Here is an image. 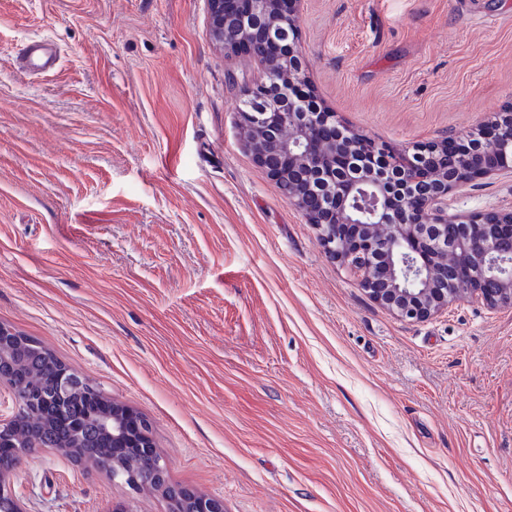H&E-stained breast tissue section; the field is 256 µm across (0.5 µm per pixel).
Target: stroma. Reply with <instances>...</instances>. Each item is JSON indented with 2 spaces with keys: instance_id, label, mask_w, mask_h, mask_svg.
I'll return each mask as SVG.
<instances>
[{
  "instance_id": "1",
  "label": "stroma",
  "mask_w": 512,
  "mask_h": 512,
  "mask_svg": "<svg viewBox=\"0 0 512 512\" xmlns=\"http://www.w3.org/2000/svg\"><path fill=\"white\" fill-rule=\"evenodd\" d=\"M308 82L398 151L512 105V0H297ZM36 42L56 63L20 67ZM207 0H0V324L145 414L224 512H512V308L373 303L255 159ZM512 210V176L452 213ZM26 512H168L42 449Z\"/></svg>"
}]
</instances>
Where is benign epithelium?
I'll use <instances>...</instances> for the list:
<instances>
[{
	"label": "benign epithelium",
	"mask_w": 512,
	"mask_h": 512,
	"mask_svg": "<svg viewBox=\"0 0 512 512\" xmlns=\"http://www.w3.org/2000/svg\"><path fill=\"white\" fill-rule=\"evenodd\" d=\"M297 0H208L211 31L226 51L258 61L266 79L248 88L241 112L257 162L288 200L320 231L327 255L347 266L376 304L402 319L423 321L465 299L487 307H512V211L448 215V195L482 177L512 175V109L491 121L493 133L477 149L456 157L453 170L436 166L416 190L409 169L447 161L449 135L412 153H400L350 133L325 109L289 107L277 98L279 78L308 86L293 4ZM484 224L481 238L469 225ZM24 363L22 340L0 325V392L12 393L17 411L0 414V434L11 432L23 410L44 397L35 384L18 385L14 369ZM55 413L71 412L76 391L98 395L82 374L58 361ZM101 433L126 449L100 465L134 490L161 493L169 512H224V501L169 481L157 452L151 423L127 406L94 416ZM12 464H0V512H25L7 483L24 456L42 447L35 431L18 437Z\"/></svg>",
	"instance_id": "benign-epithelium-1"
}]
</instances>
